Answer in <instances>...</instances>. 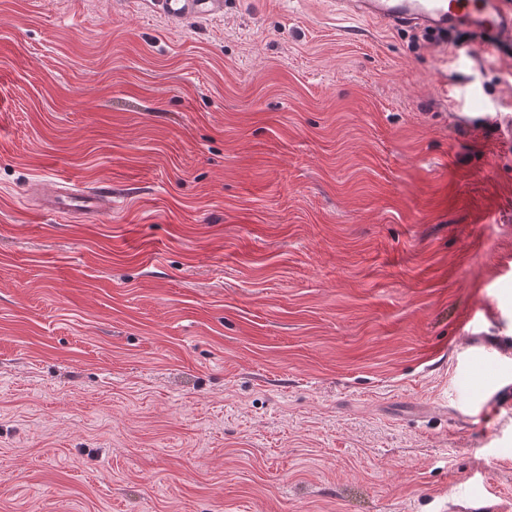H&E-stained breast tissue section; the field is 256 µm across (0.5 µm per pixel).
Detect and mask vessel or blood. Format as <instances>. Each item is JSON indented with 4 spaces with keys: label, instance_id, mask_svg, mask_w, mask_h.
Segmentation results:
<instances>
[{
    "label": "vessel or blood",
    "instance_id": "vessel-or-blood-1",
    "mask_svg": "<svg viewBox=\"0 0 512 512\" xmlns=\"http://www.w3.org/2000/svg\"><path fill=\"white\" fill-rule=\"evenodd\" d=\"M164 16L174 20L205 17L224 10V0H155ZM345 13L387 27L417 26L436 35L460 32L467 36L472 53L492 51L512 60V0H336ZM480 126L512 141V116L483 112ZM112 189L102 186L72 193L45 194L43 204L66 215L90 216L106 212ZM512 414V377L501 375L483 385L474 410L486 420Z\"/></svg>",
    "mask_w": 512,
    "mask_h": 512
}]
</instances>
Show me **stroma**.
I'll list each match as a JSON object with an SVG mask.
<instances>
[{"label":"stroma","instance_id":"1","mask_svg":"<svg viewBox=\"0 0 512 512\" xmlns=\"http://www.w3.org/2000/svg\"><path fill=\"white\" fill-rule=\"evenodd\" d=\"M459 40L0 0V512H512V64ZM478 125L493 129L502 138L507 137L512 145V117L502 112H480ZM112 203V187L102 186L95 189L63 193L57 188L54 192L44 193L43 207L66 215L90 216L108 211ZM469 415L485 421L494 415L512 414V379L508 375H499L489 384L482 385L479 401Z\"/></svg>","mask_w":512,"mask_h":512}]
</instances>
